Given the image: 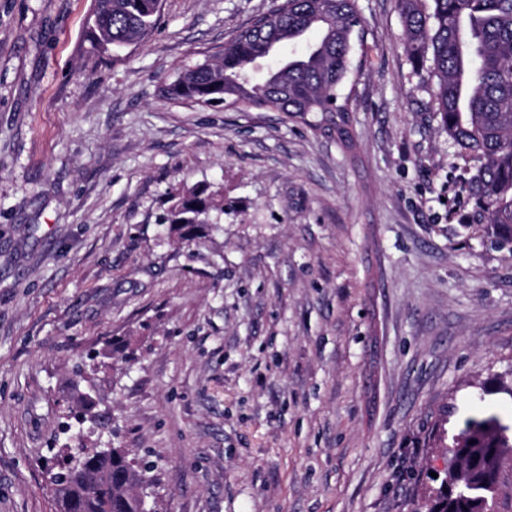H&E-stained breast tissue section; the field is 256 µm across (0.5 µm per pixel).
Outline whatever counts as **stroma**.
<instances>
[{
  "label": "stroma",
  "mask_w": 512,
  "mask_h": 512,
  "mask_svg": "<svg viewBox=\"0 0 512 512\" xmlns=\"http://www.w3.org/2000/svg\"><path fill=\"white\" fill-rule=\"evenodd\" d=\"M0 0V512H59L62 446L145 464L155 512H426L467 418L512 428V242L478 208L395 0H358L354 151L169 100L271 0ZM223 202L187 243L179 197ZM100 421L64 431L79 394ZM95 30L90 39L93 53L142 42L155 28L161 0H93Z\"/></svg>",
  "instance_id": "stroma-1"
}]
</instances>
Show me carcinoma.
<instances>
[{"instance_id":"obj_1","label":"carcinoma","mask_w":512,"mask_h":512,"mask_svg":"<svg viewBox=\"0 0 512 512\" xmlns=\"http://www.w3.org/2000/svg\"><path fill=\"white\" fill-rule=\"evenodd\" d=\"M431 5H426V2ZM409 59L430 63L436 112L458 154L477 161L466 183L490 223L512 230V0H396ZM161 0H93L91 51L105 54L142 42L155 28ZM357 0H273V7L233 32L221 58L178 69L163 93L239 111L265 108L355 149L349 99L340 90L362 45ZM214 206L199 192L183 196L166 217L185 241L202 236L200 216ZM68 466L51 474L60 512H144L135 492L146 482L122 448L66 449ZM444 491L428 512H485L487 491L512 461V438L494 415L472 417L454 442Z\"/></svg>"}]
</instances>
